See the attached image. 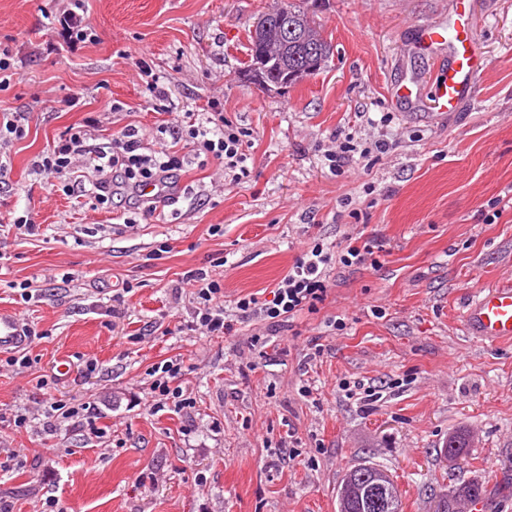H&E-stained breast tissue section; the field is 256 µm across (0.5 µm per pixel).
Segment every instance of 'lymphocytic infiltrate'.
<instances>
[{"mask_svg": "<svg viewBox=\"0 0 512 512\" xmlns=\"http://www.w3.org/2000/svg\"><path fill=\"white\" fill-rule=\"evenodd\" d=\"M64 37L59 48L73 51L94 34L87 18L85 0H72L71 6L59 18ZM209 115L205 121L188 125L176 135L194 157H205L222 163L232 181L249 177L247 162L252 139L249 131L233 126L225 120L217 102H209ZM90 136L82 126L67 128L35 161L37 174L61 183L63 193L80 190L99 204H107L111 197L113 174H120L134 197H142L147 185L166 186L172 172L179 170L185 158L169 148L144 153L135 128L126 126L113 132L111 139L90 144ZM83 165L92 177L88 182L73 186L67 177L76 165ZM371 242L348 243L337 253L325 251L323 245H314L298 259L272 290L271 298L261 300L250 294L235 299L233 310L219 306L224 296L220 281L202 268L185 272L182 282L191 288L198 304L195 314L196 328L205 329L207 335L223 336L234 332L235 318L260 316L275 323H286L302 312H316L323 303L333 282L334 265L361 267L377 265Z\"/></svg>", "mask_w": 512, "mask_h": 512, "instance_id": "1", "label": "lymphocytic infiltrate"}]
</instances>
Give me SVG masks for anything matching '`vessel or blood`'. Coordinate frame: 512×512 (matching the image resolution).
<instances>
[{
  "label": "vessel or blood",
  "mask_w": 512,
  "mask_h": 512,
  "mask_svg": "<svg viewBox=\"0 0 512 512\" xmlns=\"http://www.w3.org/2000/svg\"><path fill=\"white\" fill-rule=\"evenodd\" d=\"M469 0H456L453 21L455 36L446 39L445 30L429 23L421 28V38L431 45H447L448 52L437 62V80L433 103L435 108L455 111L471 90L483 60L472 46L467 23ZM467 333L478 342L512 340V285L489 288L471 298L464 313ZM27 341L22 324L15 313L0 310V351L15 350Z\"/></svg>",
  "instance_id": "b4317fda"
}]
</instances>
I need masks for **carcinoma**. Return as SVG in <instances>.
<instances>
[{"instance_id": "1", "label": "carcinoma", "mask_w": 512, "mask_h": 512, "mask_svg": "<svg viewBox=\"0 0 512 512\" xmlns=\"http://www.w3.org/2000/svg\"><path fill=\"white\" fill-rule=\"evenodd\" d=\"M270 11L288 17V37H283L279 24L272 20L266 28L248 31V45L261 44L270 59L263 63L254 55L244 72L246 82L263 89H283L305 77L314 75L309 70L311 61L327 62L331 55L332 42L323 35L309 10V0H274ZM468 448V434L460 429L448 435L441 452L449 450L461 457ZM382 506L373 509L367 506L365 495L345 488L340 484L336 495V512H403L401 493L389 474L377 485ZM483 494L482 484L473 480L459 482L451 491L441 495L435 512H456L460 500L477 501Z\"/></svg>"}]
</instances>
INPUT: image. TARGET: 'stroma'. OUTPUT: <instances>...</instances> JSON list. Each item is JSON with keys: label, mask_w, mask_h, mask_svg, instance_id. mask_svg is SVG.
Returning a JSON list of instances; mask_svg holds the SVG:
<instances>
[{"label": "stroma", "mask_w": 512, "mask_h": 512, "mask_svg": "<svg viewBox=\"0 0 512 512\" xmlns=\"http://www.w3.org/2000/svg\"><path fill=\"white\" fill-rule=\"evenodd\" d=\"M270 2L89 0L95 41L57 54L54 19L70 0H0V43L16 68L0 114L26 128L0 154V212H34L40 226L35 236L0 227V309L36 331L23 348L30 368L0 370V414L29 418L0 425V461L18 453L0 471L13 512H43L50 499L64 512H336L360 460L393 474L404 512H434L463 479L483 483L489 512H512V341L481 345L462 327L468 299L512 284V0H469L486 69L446 113L393 95L429 86L435 53L417 34L447 24L453 0H322L333 53L280 93L236 77ZM141 59L162 76L170 112L216 99L252 131L248 179L189 159L147 216L120 185L100 207L35 173L71 126L98 143L129 125L147 150L172 145L156 135L169 112L146 92ZM71 96L79 106H65ZM348 136L385 149L337 176L324 155ZM355 231L376 241L380 264L336 267L318 312L290 326L241 320L223 337L190 330L185 271L208 270L230 303ZM84 358L93 373H80ZM171 360L192 401L182 410L151 395L154 370ZM363 387L375 397L356 398ZM49 399L91 403L95 426L47 425L37 410ZM460 428L465 458H440Z\"/></svg>", "instance_id": "obj_1"}]
</instances>
